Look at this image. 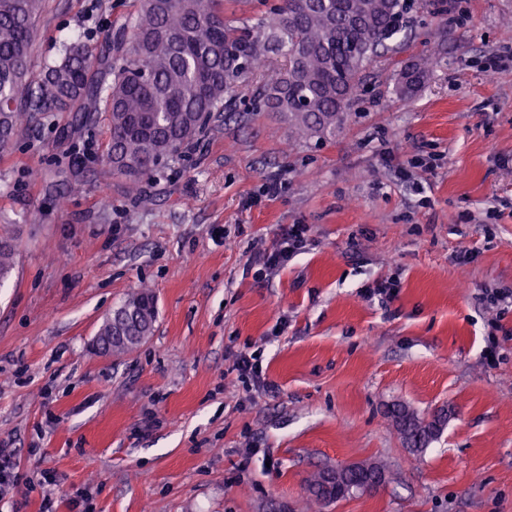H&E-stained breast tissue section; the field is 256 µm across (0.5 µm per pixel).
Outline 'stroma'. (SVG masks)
I'll use <instances>...</instances> for the list:
<instances>
[{
    "label": "stroma",
    "mask_w": 512,
    "mask_h": 512,
    "mask_svg": "<svg viewBox=\"0 0 512 512\" xmlns=\"http://www.w3.org/2000/svg\"><path fill=\"white\" fill-rule=\"evenodd\" d=\"M136 7L44 0L32 71ZM407 30L335 137L292 141L250 85L136 199L98 162L103 112L69 134L46 113L0 155V232L18 248L0 284V446L23 478L0 512H311V472L368 460L383 486L326 512H512V308L482 300L512 287V64L487 66L512 47V0H448ZM438 31L440 63L399 96ZM430 153L439 168H410ZM76 155L81 185L56 206L45 186ZM275 173L282 194L258 198ZM291 224L305 246L260 275ZM390 276L393 299L366 298ZM144 285L152 336L97 354L105 316ZM240 351L267 388L230 374ZM395 403L447 410L424 452L403 446ZM435 63H437L435 58L421 57L401 69L398 78L400 93L404 96H412L418 93L425 85Z\"/></svg>",
    "instance_id": "stroma-1"
}]
</instances>
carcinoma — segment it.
<instances>
[{"instance_id": "cac0c4a2", "label": "carcinoma", "mask_w": 512, "mask_h": 512, "mask_svg": "<svg viewBox=\"0 0 512 512\" xmlns=\"http://www.w3.org/2000/svg\"><path fill=\"white\" fill-rule=\"evenodd\" d=\"M413 0H285L272 5L268 21L251 25L224 16V0H140L136 12L97 50L87 44L62 47L58 61L29 72L43 0H0V154L8 152L40 112H65L67 128L79 131L108 113L110 137L101 162L126 182L125 193H143L156 167L197 140L224 98L249 83L272 112L288 118L294 133L321 138L336 126L363 91L367 65L406 29ZM434 58L421 57L400 70L399 91L418 93ZM80 170L64 172L51 185L61 197L79 184ZM17 245L0 237V282L14 270ZM130 337L122 349H137L152 335L155 297L142 287L107 317L99 335L112 332V317ZM399 430L415 452L439 434L441 415L427 420L404 407ZM364 464L340 470L342 481L325 494L323 472L306 480L309 497L329 507L366 488L353 476Z\"/></svg>"}]
</instances>
